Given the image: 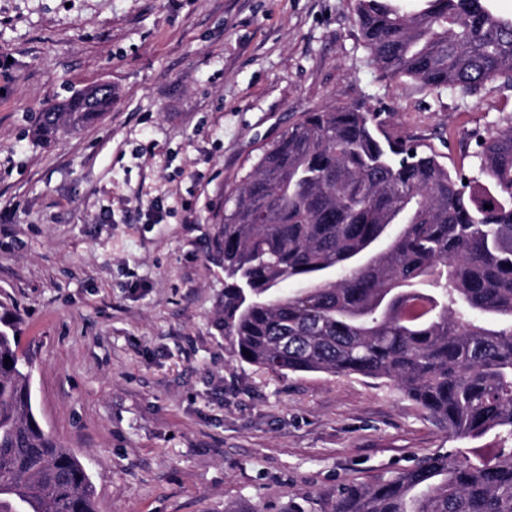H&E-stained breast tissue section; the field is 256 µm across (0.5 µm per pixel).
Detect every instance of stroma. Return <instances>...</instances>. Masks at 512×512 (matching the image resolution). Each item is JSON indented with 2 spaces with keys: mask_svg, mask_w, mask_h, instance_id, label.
Wrapping results in <instances>:
<instances>
[{
  "mask_svg": "<svg viewBox=\"0 0 512 512\" xmlns=\"http://www.w3.org/2000/svg\"><path fill=\"white\" fill-rule=\"evenodd\" d=\"M0 54V302L97 512H330L338 485L458 447L391 382L231 355L224 189L300 113L364 96L477 174L473 135L512 117V88L382 78L355 0H0ZM102 83L109 112L32 138L39 112Z\"/></svg>",
  "mask_w": 512,
  "mask_h": 512,
  "instance_id": "1",
  "label": "stroma"
}]
</instances>
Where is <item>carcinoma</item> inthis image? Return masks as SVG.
I'll use <instances>...</instances> for the list:
<instances>
[{"mask_svg": "<svg viewBox=\"0 0 512 512\" xmlns=\"http://www.w3.org/2000/svg\"><path fill=\"white\" fill-rule=\"evenodd\" d=\"M356 12L383 78L435 92L512 86V18L486 0H356ZM111 106L112 93L81 90L40 113L34 135L56 142ZM474 139L477 177L364 101L319 108L224 194L215 323L235 357L384 379L452 437L497 440L486 455H432L340 485L332 512H512V117ZM34 367L7 309L0 512H96L86 465L36 419Z\"/></svg>", "mask_w": 512, "mask_h": 512, "instance_id": "obj_1", "label": "carcinoma"}]
</instances>
